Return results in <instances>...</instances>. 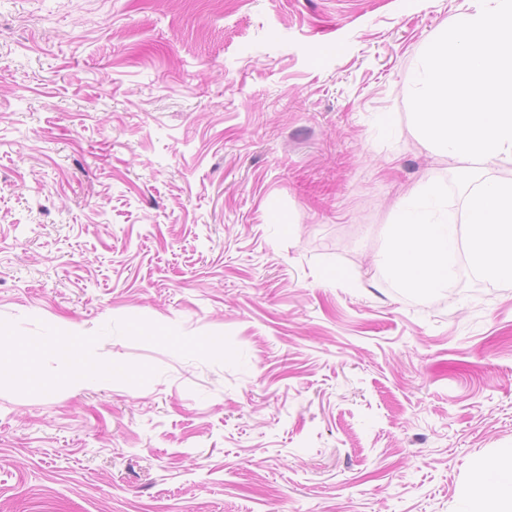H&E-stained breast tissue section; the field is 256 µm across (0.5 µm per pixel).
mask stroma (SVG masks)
Wrapping results in <instances>:
<instances>
[{"mask_svg":"<svg viewBox=\"0 0 512 512\" xmlns=\"http://www.w3.org/2000/svg\"><path fill=\"white\" fill-rule=\"evenodd\" d=\"M465 5L0 0V512H460L512 450V280L375 258L417 184L512 180L412 122ZM54 350L60 352L61 356L68 361L72 360V355L78 353V358L75 362L78 365L79 372L76 376L72 377L70 374L64 376V379L71 381L75 384L94 379L102 373V368L99 364L95 363L80 351L81 341L79 338L73 337L69 339H58L51 342Z\"/></svg>","mask_w":512,"mask_h":512,"instance_id":"stroma-1","label":"stroma"}]
</instances>
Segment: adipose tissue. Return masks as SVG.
Instances as JSON below:
<instances>
[{
  "label": "adipose tissue",
  "mask_w": 512,
  "mask_h": 512,
  "mask_svg": "<svg viewBox=\"0 0 512 512\" xmlns=\"http://www.w3.org/2000/svg\"><path fill=\"white\" fill-rule=\"evenodd\" d=\"M437 186L424 184L397 206L388 230L389 246L379 255L404 288L424 294L441 287L452 272L457 227L441 223ZM468 248L484 279L512 278V181H485L467 200ZM464 512H512V481L475 478L467 488Z\"/></svg>",
  "instance_id": "adipose-tissue-1"
}]
</instances>
